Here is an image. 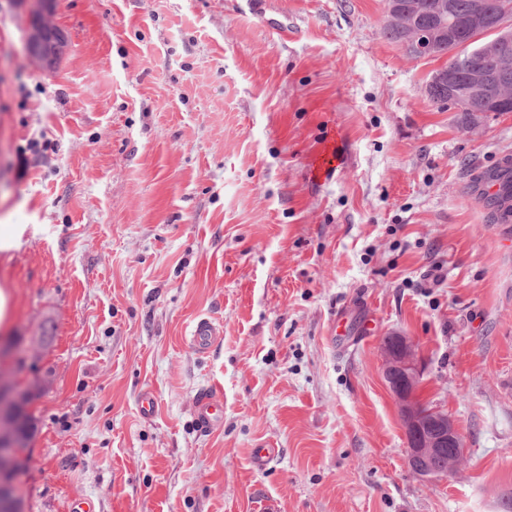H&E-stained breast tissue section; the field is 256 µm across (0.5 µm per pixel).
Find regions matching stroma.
<instances>
[{
  "label": "stroma",
  "mask_w": 512,
  "mask_h": 512,
  "mask_svg": "<svg viewBox=\"0 0 512 512\" xmlns=\"http://www.w3.org/2000/svg\"><path fill=\"white\" fill-rule=\"evenodd\" d=\"M51 20L47 72L0 0V224L24 229L0 369L42 384L24 512H497L512 219L483 190L512 112L430 102L441 62L385 37L384 0H55ZM203 316L224 334L199 353ZM393 331L463 437L446 479L407 465ZM194 419L201 431L213 432L221 428L224 422V402L213 389L201 390L193 407Z\"/></svg>",
  "instance_id": "obj_1"
}]
</instances>
